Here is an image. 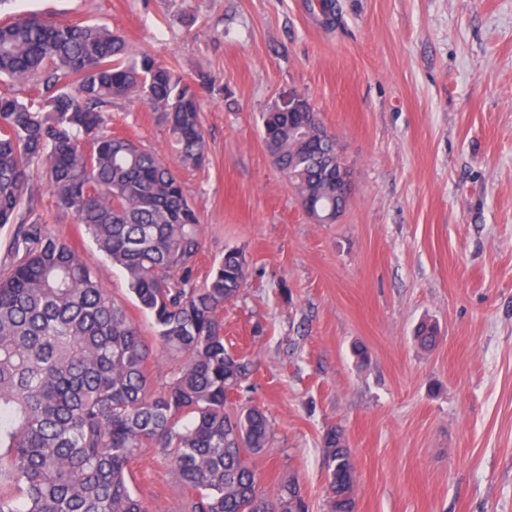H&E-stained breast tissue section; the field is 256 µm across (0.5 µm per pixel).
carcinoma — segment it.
<instances>
[{
    "label": "carcinoma",
    "mask_w": 512,
    "mask_h": 512,
    "mask_svg": "<svg viewBox=\"0 0 512 512\" xmlns=\"http://www.w3.org/2000/svg\"><path fill=\"white\" fill-rule=\"evenodd\" d=\"M0 78L36 81L38 98L0 96V226L16 225L0 275V512H150L131 464L154 448L188 512H309L290 479L264 494L249 456L268 447L265 411L236 414L252 362L224 345V305L246 280L228 248L195 277L202 224L173 168L107 129L104 107L136 97L158 112L178 161L202 164L207 144L197 88L98 22L53 24L21 12L0 24ZM76 85L74 96L68 87ZM307 98L262 113L263 142L302 209L336 220V136ZM46 169L57 204L74 213L118 267L153 337L176 363L151 388L152 348L126 308L37 212L32 168ZM330 512H356V477L342 432L322 437Z\"/></svg>",
    "instance_id": "cac0c4a2"
}]
</instances>
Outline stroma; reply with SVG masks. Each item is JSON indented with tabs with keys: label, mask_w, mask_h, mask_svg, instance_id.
<instances>
[{
	"label": "stroma",
	"mask_w": 512,
	"mask_h": 512,
	"mask_svg": "<svg viewBox=\"0 0 512 512\" xmlns=\"http://www.w3.org/2000/svg\"><path fill=\"white\" fill-rule=\"evenodd\" d=\"M106 22L202 95L205 163L177 173L203 225L196 274L243 250L248 279L224 308V343L253 363L250 393L273 427L252 456L260 489L296 478L329 512L322 434L340 428L357 512H512V0H23ZM309 98L353 172L336 223L308 217L267 152L260 114ZM113 133L176 161L157 113L134 99ZM37 209L142 328L126 282L48 187ZM439 340L425 349L421 323ZM364 349L359 359L356 349ZM133 488L150 512H183L146 448Z\"/></svg>",
	"instance_id": "stroma-1"
}]
</instances>
